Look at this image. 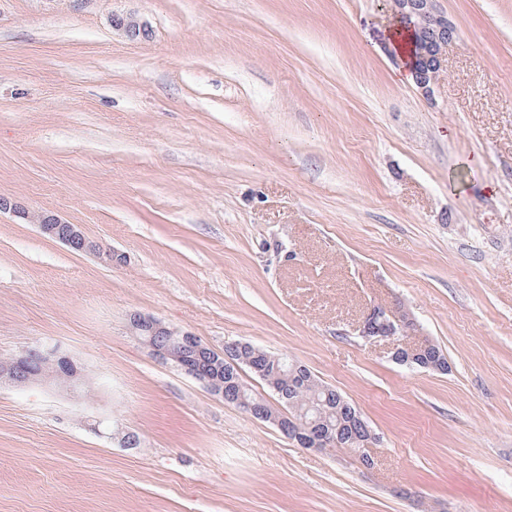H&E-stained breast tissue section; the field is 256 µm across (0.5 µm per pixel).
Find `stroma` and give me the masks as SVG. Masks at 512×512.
I'll return each mask as SVG.
<instances>
[{
    "instance_id": "1",
    "label": "stroma",
    "mask_w": 512,
    "mask_h": 512,
    "mask_svg": "<svg viewBox=\"0 0 512 512\" xmlns=\"http://www.w3.org/2000/svg\"><path fill=\"white\" fill-rule=\"evenodd\" d=\"M436 6L460 38L426 97L386 0H0V198L127 257L0 212V358L88 383L0 387V512H512V0ZM375 305L449 372L363 344ZM135 312L306 366L374 467L158 363ZM0 210H12L15 213L26 216L31 224H36L40 231L51 239L57 240L72 251L79 253H96L105 255L108 261L112 264H120L123 257L119 254L112 253V250L103 252L100 246L88 239L81 230L78 224H68L62 221L57 215L49 214L46 212H33L29 213L21 205L16 202H11L9 199L2 198L0 200ZM28 360L36 362L38 368L27 377L25 382H19L16 378L15 371L22 365V362H27ZM34 362H30L25 368H36L37 365ZM61 367L71 369L68 377H66L68 373L62 371L63 381H65L66 378L69 381L77 378V368L58 348H44L42 351L39 349H25L19 355L0 361V385H2L3 382H8V384L14 387H24L39 381L53 379L55 376H60Z\"/></svg>"
}]
</instances>
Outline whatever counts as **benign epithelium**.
I'll return each mask as SVG.
<instances>
[{
	"label": "benign epithelium",
	"instance_id": "1",
	"mask_svg": "<svg viewBox=\"0 0 512 512\" xmlns=\"http://www.w3.org/2000/svg\"><path fill=\"white\" fill-rule=\"evenodd\" d=\"M391 11L395 18L410 30L417 38L419 55L418 64L412 74L415 85L425 94L431 93V88L446 67L448 46L458 37L456 26L448 16L438 11L436 0H390ZM0 210H11L25 216L36 225L40 231L51 239L57 240L71 250L79 253L103 254L110 262L120 264L123 257L112 251H103L100 246L88 239L78 224H69L54 214L46 212L26 211L21 205L8 199L0 200ZM132 331L140 338V342L150 354L160 362L170 364L185 375L201 382L212 394L224 397V374L235 371L243 373L239 366L241 359L238 351L247 347L240 341L225 342L224 349L217 350L190 332H183L167 326L162 321L140 313L130 319ZM413 321L406 313H394L384 306H374L356 327L359 337L370 345L383 344L388 346L391 359L399 363L416 362L420 367L438 370L434 363L421 362L422 356L434 348L432 341L423 339L415 346L404 344V338L410 335ZM32 360L38 368L27 377V380H17L15 371L22 363ZM70 370L68 379L77 378L78 371L73 362L57 348L25 349L20 354L0 361V384L7 382L14 387H24L30 384L52 379L60 375V368ZM255 375L276 394L278 400H284L282 392L277 387L280 375L259 369L254 364H247ZM236 403L239 407L277 427L282 433H287L288 412L282 404H267L258 410L244 393H239ZM352 417L359 420L361 434L349 441L346 447H361L370 449L376 444L378 437L370 428L357 409H352Z\"/></svg>",
	"mask_w": 512,
	"mask_h": 512
}]
</instances>
